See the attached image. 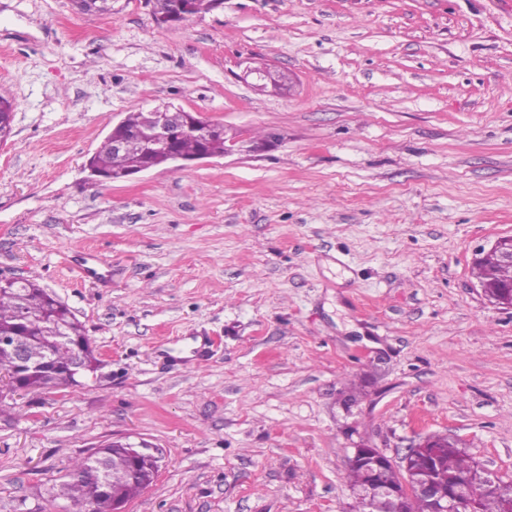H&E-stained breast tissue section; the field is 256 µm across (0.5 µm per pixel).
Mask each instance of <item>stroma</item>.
<instances>
[{
  "label": "stroma",
  "mask_w": 512,
  "mask_h": 512,
  "mask_svg": "<svg viewBox=\"0 0 512 512\" xmlns=\"http://www.w3.org/2000/svg\"><path fill=\"white\" fill-rule=\"evenodd\" d=\"M0 89V280L102 362L0 413V512H75L50 481L108 440L160 458L127 512H350L354 448L429 435L512 482V309L472 274L512 235V0H0ZM162 103L239 151L92 181ZM180 1L189 5V8L184 9V13L187 14L182 19L184 21L190 17L212 11L215 9L213 2L218 0H146L151 7L152 16L159 23H167L172 14L177 13V6Z\"/></svg>",
  "instance_id": "stroma-1"
}]
</instances>
